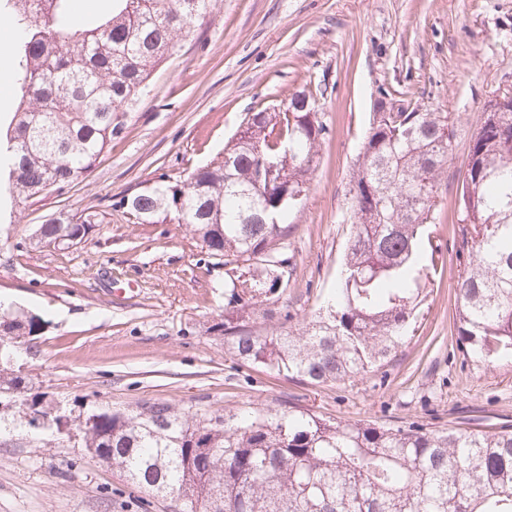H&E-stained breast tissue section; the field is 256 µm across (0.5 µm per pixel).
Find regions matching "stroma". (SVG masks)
Returning <instances> with one entry per match:
<instances>
[{
    "mask_svg": "<svg viewBox=\"0 0 512 512\" xmlns=\"http://www.w3.org/2000/svg\"><path fill=\"white\" fill-rule=\"evenodd\" d=\"M512 87V0H213L95 167L78 182L0 215V301L47 321L19 358L33 390L62 414L134 411L157 400L192 414L290 404L379 427H512V360L485 365L459 346L455 199L485 102ZM313 95L327 127L310 190L289 215V284L248 325L293 326L334 292L352 233L349 180L380 94L447 113L455 128L428 228L437 248L428 296L405 343L367 375L329 385L238 361L214 326L224 270L173 218L137 224L121 201L159 181L184 183L223 150L244 117ZM104 212L74 246L40 248L47 218ZM144 500L88 454L79 432H0V512H175Z\"/></svg>",
    "mask_w": 512,
    "mask_h": 512,
    "instance_id": "35a3bbf8",
    "label": "stroma"
}]
</instances>
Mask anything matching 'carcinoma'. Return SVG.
<instances>
[{
    "mask_svg": "<svg viewBox=\"0 0 512 512\" xmlns=\"http://www.w3.org/2000/svg\"><path fill=\"white\" fill-rule=\"evenodd\" d=\"M211 0H112V13L84 22L72 0H0L17 30L12 47L17 106L0 127V212L61 190L91 169L128 118L156 69L194 33ZM293 94L283 112L244 118L223 155L187 183L159 182L123 198L139 223L174 216L207 256L227 267L224 333L243 362L313 384L382 366L403 343L426 298L425 230L447 172L454 130L445 112H375L350 180L353 234L335 306L299 329L257 334L246 315L280 291L293 225L250 217L257 156L279 160L282 186H310L326 125L315 100ZM461 346L483 363L512 359V111L480 115L458 186ZM104 213L51 218L36 241L79 244ZM39 315L0 306V336L29 343ZM0 353V399L46 408ZM86 448L177 512H512V429L429 432L324 418L296 406L198 416L165 401L140 410H99L77 425Z\"/></svg>",
    "mask_w": 512,
    "mask_h": 512,
    "instance_id": "carcinoma-1",
    "label": "carcinoma"
}]
</instances>
